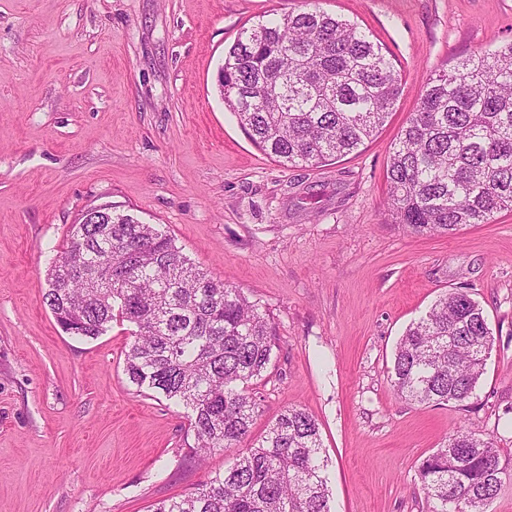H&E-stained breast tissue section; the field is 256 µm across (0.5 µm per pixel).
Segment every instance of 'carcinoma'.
<instances>
[{
    "label": "carcinoma",
    "mask_w": 512,
    "mask_h": 512,
    "mask_svg": "<svg viewBox=\"0 0 512 512\" xmlns=\"http://www.w3.org/2000/svg\"><path fill=\"white\" fill-rule=\"evenodd\" d=\"M224 105L284 167L334 161L384 125L402 93L388 52L318 0L241 29L218 76ZM387 209L416 235H451L512 211V44L427 75L394 143ZM43 302L63 331L97 338L134 325L125 374L192 411L203 457L238 448L260 403L249 392L271 362L273 317L242 289L215 279L165 226L112 209L110 224H73L47 270ZM493 336L484 309L441 295L399 339L390 381L410 404L475 398ZM319 424L303 408L276 414L232 467L148 512H331ZM430 512H485L501 486L491 438L458 430L418 467Z\"/></svg>",
    "instance_id": "1"
}]
</instances>
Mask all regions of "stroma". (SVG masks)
<instances>
[{
    "mask_svg": "<svg viewBox=\"0 0 512 512\" xmlns=\"http://www.w3.org/2000/svg\"><path fill=\"white\" fill-rule=\"evenodd\" d=\"M299 0H0V512H147L230 466L195 460L184 408L124 373L130 324L76 338L43 302L71 224L109 203L166 225L200 269L268 308L252 392L262 433L312 414L333 512H428L421 461L454 431L492 437L487 512H512V211L448 236L386 212V169L422 82L512 43V0H320L370 31L405 88L354 153L284 168L220 97L224 50ZM467 291L494 345L467 405L410 404L389 378L405 329Z\"/></svg>",
    "mask_w": 512,
    "mask_h": 512,
    "instance_id": "stroma-1",
    "label": "stroma"
}]
</instances>
